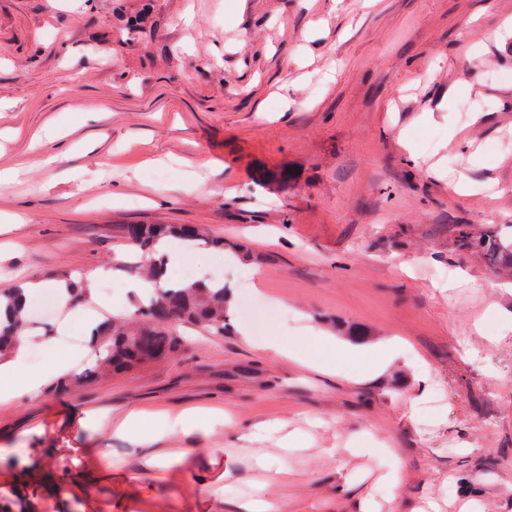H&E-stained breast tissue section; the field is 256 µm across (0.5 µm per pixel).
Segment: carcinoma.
<instances>
[{"instance_id":"obj_1","label":"carcinoma","mask_w":512,"mask_h":512,"mask_svg":"<svg viewBox=\"0 0 512 512\" xmlns=\"http://www.w3.org/2000/svg\"><path fill=\"white\" fill-rule=\"evenodd\" d=\"M124 233L142 251L148 252L162 238L173 237L194 243L202 240L198 227L178 224H127ZM457 243L466 250H480L495 262L512 267V242L500 239H475L466 224L456 225ZM17 289L0 292V358L27 327L22 310L16 308ZM189 324L222 336L228 325V300L224 284L217 287L191 284L164 288L147 303L137 305L131 320H105L94 329L95 369L91 378H105L114 373L131 372L151 363L170 358L182 348L177 327Z\"/></svg>"}]
</instances>
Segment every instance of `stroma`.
Masks as SVG:
<instances>
[{
    "label": "stroma",
    "instance_id": "obj_1",
    "mask_svg": "<svg viewBox=\"0 0 512 512\" xmlns=\"http://www.w3.org/2000/svg\"><path fill=\"white\" fill-rule=\"evenodd\" d=\"M509 18L512 0H0V170L16 172L0 183V290L120 253L96 318L129 315L120 281L146 255L127 224L198 225L253 254L188 256L235 288L223 335L189 329L173 358L0 405V494L25 491L31 512H236L257 496L279 512H512V271L455 237H512ZM68 313L43 320L80 337L78 377L94 355ZM301 321L353 346L342 374L241 333ZM396 336L403 354L362 379L360 349ZM195 407L230 420L117 431L134 410ZM383 444L404 469L395 493Z\"/></svg>",
    "mask_w": 512,
    "mask_h": 512
}]
</instances>
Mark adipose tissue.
<instances>
[{
    "label": "adipose tissue",
    "instance_id": "ef3b65f1",
    "mask_svg": "<svg viewBox=\"0 0 512 512\" xmlns=\"http://www.w3.org/2000/svg\"><path fill=\"white\" fill-rule=\"evenodd\" d=\"M156 250L163 257L159 276L154 279L130 278L126 282L127 291L142 297L155 291L156 288L171 286L170 270L182 262L185 250L168 241L159 242ZM312 333V327L305 326L299 330L294 346L287 347L278 339L269 338L257 342L256 347L270 354L291 359L321 373L331 375L337 373L338 363L344 360L350 351L349 344L332 337L326 339L313 354L308 355L301 351L300 346L308 342ZM44 347L49 354V361L40 372L35 374L29 373L26 369L29 348L27 337H19L10 353L0 361L1 404L24 394L38 393L49 379L57 377L69 367L72 361L71 356L58 350L53 341H46Z\"/></svg>",
    "mask_w": 512,
    "mask_h": 512
}]
</instances>
